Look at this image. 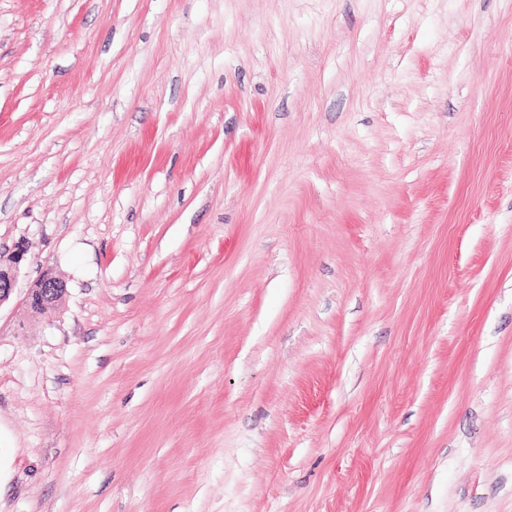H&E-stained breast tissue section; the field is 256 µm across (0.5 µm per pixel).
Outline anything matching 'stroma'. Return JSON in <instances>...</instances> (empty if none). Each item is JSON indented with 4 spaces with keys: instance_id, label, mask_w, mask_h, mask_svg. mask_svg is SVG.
<instances>
[{
    "instance_id": "1",
    "label": "stroma",
    "mask_w": 512,
    "mask_h": 512,
    "mask_svg": "<svg viewBox=\"0 0 512 512\" xmlns=\"http://www.w3.org/2000/svg\"><path fill=\"white\" fill-rule=\"evenodd\" d=\"M21 239L0 512H512V0H0ZM67 293L66 283L55 276L50 269L44 271L41 279L28 294V308L32 314H42L54 309Z\"/></svg>"
}]
</instances>
